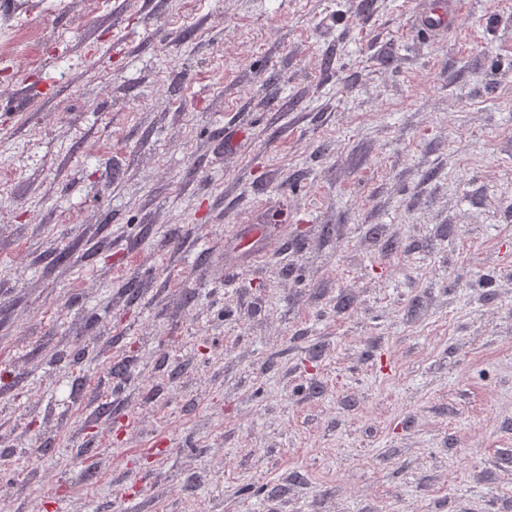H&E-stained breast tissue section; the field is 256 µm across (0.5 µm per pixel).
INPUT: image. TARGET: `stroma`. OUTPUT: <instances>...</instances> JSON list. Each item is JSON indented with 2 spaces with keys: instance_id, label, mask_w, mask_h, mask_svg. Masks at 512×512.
Segmentation results:
<instances>
[{
  "instance_id": "stroma-1",
  "label": "stroma",
  "mask_w": 512,
  "mask_h": 512,
  "mask_svg": "<svg viewBox=\"0 0 512 512\" xmlns=\"http://www.w3.org/2000/svg\"><path fill=\"white\" fill-rule=\"evenodd\" d=\"M425 7L0 0V512H512V0ZM464 2L459 0H440L435 8L426 9L420 14L421 24L429 29L440 30L455 26L458 22Z\"/></svg>"
}]
</instances>
